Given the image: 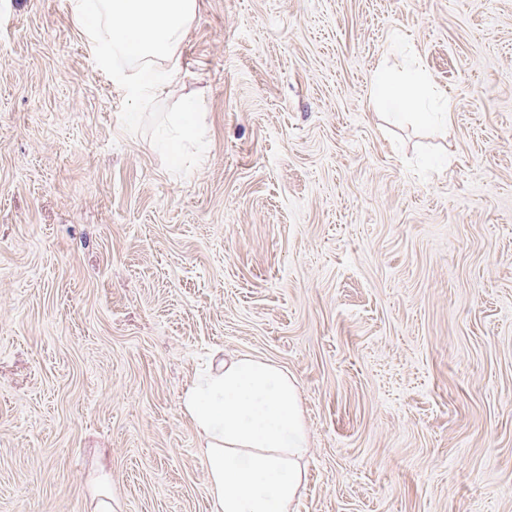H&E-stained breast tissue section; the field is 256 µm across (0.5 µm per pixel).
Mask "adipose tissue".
<instances>
[{
  "label": "adipose tissue",
  "mask_w": 512,
  "mask_h": 512,
  "mask_svg": "<svg viewBox=\"0 0 512 512\" xmlns=\"http://www.w3.org/2000/svg\"><path fill=\"white\" fill-rule=\"evenodd\" d=\"M89 50L146 104L176 85L198 0H69ZM203 442L213 512H296L309 452L297 381L240 356L193 379L182 397Z\"/></svg>",
  "instance_id": "obj_1"
}]
</instances>
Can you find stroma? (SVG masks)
<instances>
[{
  "label": "stroma",
  "mask_w": 512,
  "mask_h": 512,
  "mask_svg": "<svg viewBox=\"0 0 512 512\" xmlns=\"http://www.w3.org/2000/svg\"><path fill=\"white\" fill-rule=\"evenodd\" d=\"M183 59L140 106L67 0H0V512H213L218 350L298 382L297 512H512V0H199ZM195 130L196 125L191 112H181V116L174 118L167 137L173 161L177 160L184 143L190 140L195 134Z\"/></svg>",
  "instance_id": "35a3bbf8"
}]
</instances>
